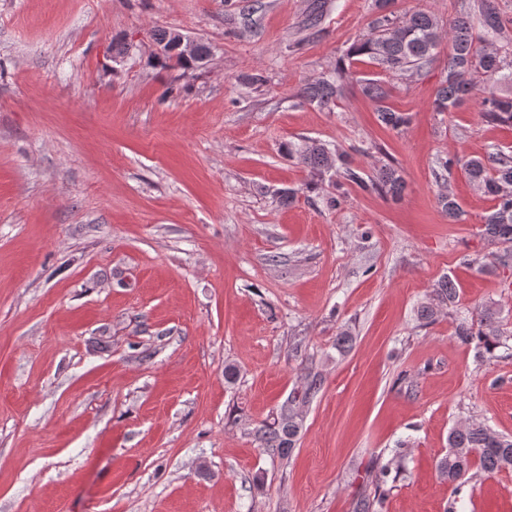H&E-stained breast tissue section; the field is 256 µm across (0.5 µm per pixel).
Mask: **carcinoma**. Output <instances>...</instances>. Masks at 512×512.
Wrapping results in <instances>:
<instances>
[{
  "label": "carcinoma",
  "mask_w": 512,
  "mask_h": 512,
  "mask_svg": "<svg viewBox=\"0 0 512 512\" xmlns=\"http://www.w3.org/2000/svg\"><path fill=\"white\" fill-rule=\"evenodd\" d=\"M390 0H375L377 15L369 31L353 42L346 50V57L366 56L378 67L393 76L419 72L437 55L442 41L441 24L435 14L416 11L402 19L388 10ZM479 26L468 17H460L448 31L452 42V53L448 57L445 80L436 91L434 111L450 112L464 101L474 99L479 105L480 116L488 122L512 126V96L499 93L498 83L512 80V53L501 52L495 47L500 42L512 46V33L505 27L496 0H479L477 5ZM209 45L198 42L195 54L185 58L173 56L177 66L192 68L209 58ZM349 71L340 66L336 75L322 77L306 83L298 98L323 109L332 110L344 95ZM362 93L376 105L378 119L385 126L399 130L409 124V116L386 105L389 90L375 79L357 80ZM288 157L297 161L308 171L310 180L306 187L317 190L327 174L333 172L344 183L367 193H379L399 197L405 190L400 171L384 165L372 175L353 165L339 148L313 139L286 146ZM442 171L452 173L456 168L464 171L478 189L493 197L492 209L483 216L481 232L491 241L501 245L492 255L495 268L512 266V155L498 150L486 156L455 155L445 159ZM441 211L448 222L459 224L465 221L466 212L451 193L438 197ZM457 291L449 278L438 282L432 296L417 308L421 320L431 321L440 308L456 303ZM498 312L491 306L481 308L469 317L458 320L455 329L457 341L472 346L483 359L506 339L497 326ZM297 397H290L279 409L274 422L255 429L253 437L261 448H271L284 456L295 447L300 431ZM403 448L396 449L387 462L380 467V486L387 483L391 475H400L404 469ZM440 477L459 492L470 484L477 472L495 473L512 470V437L499 435L480 422H471L452 428L448 433V453L437 464Z\"/></svg>",
  "instance_id": "obj_1"
}]
</instances>
